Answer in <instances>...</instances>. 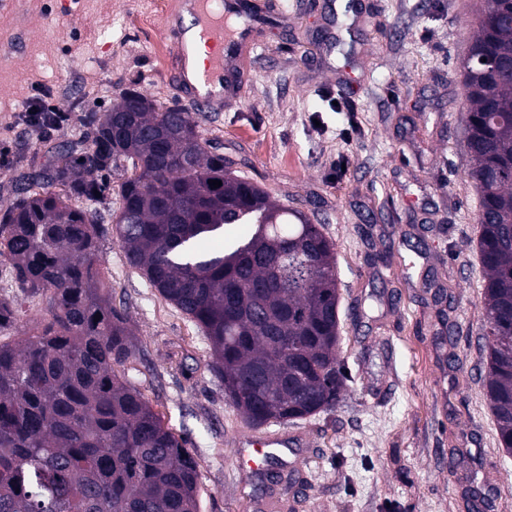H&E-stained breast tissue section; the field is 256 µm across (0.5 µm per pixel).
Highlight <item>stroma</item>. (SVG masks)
Here are the masks:
<instances>
[{
	"label": "stroma",
	"instance_id": "obj_1",
	"mask_svg": "<svg viewBox=\"0 0 512 512\" xmlns=\"http://www.w3.org/2000/svg\"><path fill=\"white\" fill-rule=\"evenodd\" d=\"M172 2L13 0L0 11V212L32 161L79 141L126 89L179 104L236 174L332 240L348 376L332 410L278 426L310 442L280 468L301 492L237 472L236 441L253 427L225 396L207 340L107 238L103 294L136 344L123 371L187 439L202 512H255L271 496L283 512H471L476 488L512 512V456L486 395L479 200L463 142L459 73L476 0H250L259 43L237 50L234 89L211 112L176 90L177 46L162 34ZM35 97L67 114L40 136L20 118Z\"/></svg>",
	"mask_w": 512,
	"mask_h": 512
}]
</instances>
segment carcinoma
Segmentation results:
<instances>
[{
    "label": "carcinoma",
    "instance_id": "cac0c4a2",
    "mask_svg": "<svg viewBox=\"0 0 512 512\" xmlns=\"http://www.w3.org/2000/svg\"><path fill=\"white\" fill-rule=\"evenodd\" d=\"M512 0H478L463 74L468 171L479 196L487 393L512 452ZM81 148L21 175L0 216V257L43 321L0 342V512H200L199 464L140 388L118 374L136 346L104 298L106 234L90 205L123 167L112 233L128 264L202 331L230 403L255 426L334 408L345 385L334 245L202 144L191 113L128 92L88 117ZM485 170L494 179L480 178ZM210 180L222 182L214 188ZM63 187L54 192L53 186ZM83 202L75 205L71 199ZM246 241L209 247L231 224ZM22 300L0 298V330ZM100 319H95V315Z\"/></svg>",
    "mask_w": 512,
    "mask_h": 512
}]
</instances>
